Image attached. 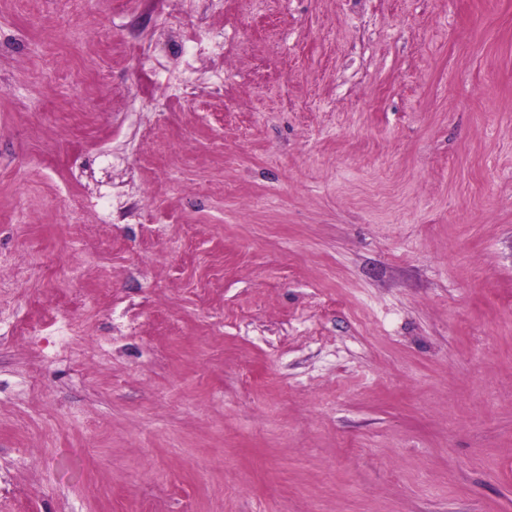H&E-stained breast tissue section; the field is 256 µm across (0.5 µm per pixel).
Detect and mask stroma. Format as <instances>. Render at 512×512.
I'll use <instances>...</instances> for the list:
<instances>
[{
  "mask_svg": "<svg viewBox=\"0 0 512 512\" xmlns=\"http://www.w3.org/2000/svg\"><path fill=\"white\" fill-rule=\"evenodd\" d=\"M0 512H512V0H0Z\"/></svg>",
  "mask_w": 512,
  "mask_h": 512,
  "instance_id": "1",
  "label": "stroma"
}]
</instances>
